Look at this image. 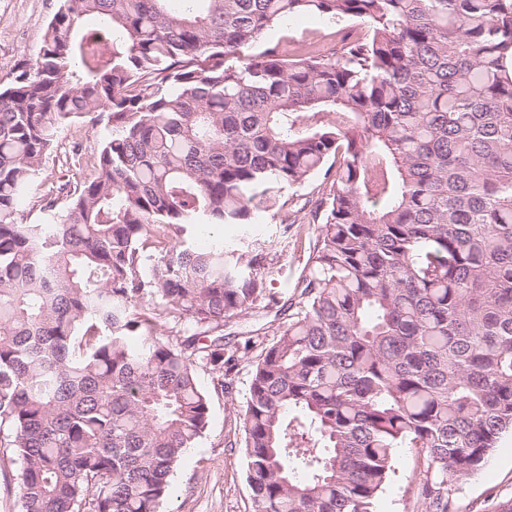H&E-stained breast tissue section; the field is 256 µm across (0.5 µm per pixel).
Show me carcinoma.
Listing matches in <instances>:
<instances>
[{"label":"carcinoma","instance_id":"cac0c4a2","mask_svg":"<svg viewBox=\"0 0 512 512\" xmlns=\"http://www.w3.org/2000/svg\"><path fill=\"white\" fill-rule=\"evenodd\" d=\"M302 13L365 33L235 58ZM90 114L93 177L25 222L58 129ZM317 175L282 303L283 191ZM226 224L242 237L193 246ZM259 305L287 318L243 406L252 512H376L398 448L425 453L421 494L448 512L512 431V0H64L0 84V471L20 463V512H160L209 422L197 368L224 390V323ZM306 252L300 242L290 243L288 251L275 259L266 270V287L276 297H287L293 292L292 284L306 261ZM288 283V288H287Z\"/></svg>","mask_w":512,"mask_h":512}]
</instances>
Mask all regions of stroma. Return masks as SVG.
Masks as SVG:
<instances>
[{
	"instance_id": "35a3bbf8",
	"label": "stroma",
	"mask_w": 512,
	"mask_h": 512,
	"mask_svg": "<svg viewBox=\"0 0 512 512\" xmlns=\"http://www.w3.org/2000/svg\"><path fill=\"white\" fill-rule=\"evenodd\" d=\"M61 0H0V82L8 80L20 63L33 59L44 39L47 26L58 11ZM337 25L327 18L298 15L287 26L269 30L265 38L283 45L314 43L335 45ZM99 132L83 120L60 129L51 154L32 185L34 200L55 193L69 171L64 163L73 144H80L84 157L98 151ZM306 253L303 245H289L275 259L266 274L271 294L284 297L288 286L298 277ZM273 309L255 308L246 316L228 321L224 344L234 348L241 337L253 335L264 342V330L273 321ZM250 360L239 361L226 378L222 393L213 390L209 370L198 372L199 382L211 393L208 427L196 447L188 449L172 478V494L162 512H250L251 491L246 480V459L240 447L242 409L250 379ZM426 460L421 449H397L392 473L377 505L376 512H426L428 503L420 494ZM512 500V433H504L497 448L481 469L449 492L448 512H494L497 503Z\"/></svg>"
}]
</instances>
